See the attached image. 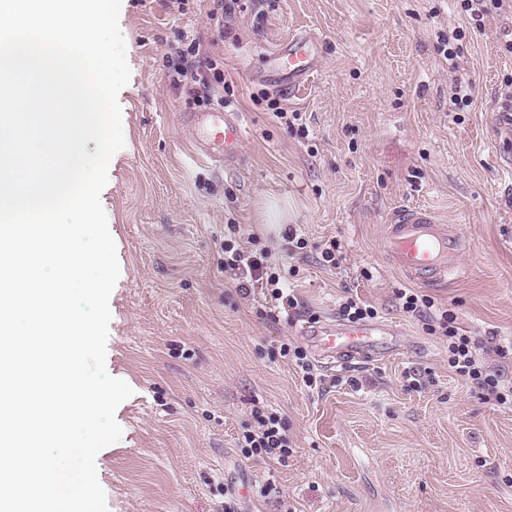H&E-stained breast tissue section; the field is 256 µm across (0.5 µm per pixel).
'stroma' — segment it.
Here are the masks:
<instances>
[{
  "label": "stroma",
  "instance_id": "1",
  "mask_svg": "<svg viewBox=\"0 0 512 512\" xmlns=\"http://www.w3.org/2000/svg\"><path fill=\"white\" fill-rule=\"evenodd\" d=\"M242 2L224 31V75L245 135L216 164L197 158L185 119L207 104L168 80L172 49L213 35L203 7L121 0L124 145L100 202L120 265L106 369L133 394L116 412L120 440L96 458L109 512H512V407L452 372L447 344L398 300L416 289L476 344H512V126L499 119L512 10L473 30L455 0ZM454 26L466 36L450 64L437 33ZM300 31L318 38L320 59L289 91L265 55ZM458 78L474 96L464 109L448 100ZM273 99L299 120L274 117ZM407 207L462 236L448 282L413 285L386 254L385 226ZM291 229L308 242L292 256ZM237 233L296 269L299 317L239 294L224 270ZM330 239L335 269L320 264ZM350 296L403 328L401 343L345 365L315 361L326 384L309 390L280 346L304 345L308 322L340 320ZM258 410L286 423L285 461L242 457Z\"/></svg>",
  "mask_w": 512,
  "mask_h": 512
}]
</instances>
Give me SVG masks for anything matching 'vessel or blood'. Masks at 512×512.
<instances>
[{
    "label": "vessel or blood",
    "mask_w": 512,
    "mask_h": 512,
    "mask_svg": "<svg viewBox=\"0 0 512 512\" xmlns=\"http://www.w3.org/2000/svg\"><path fill=\"white\" fill-rule=\"evenodd\" d=\"M319 42L307 32L288 37L268 62L295 89L304 84L316 69ZM201 130L198 155L221 162L234 156L244 138L239 117L217 107L193 117ZM384 248L396 267L412 281L433 284L446 282L458 268L464 243L451 226L440 223L435 213L424 207L400 210L387 224ZM320 359L331 363L373 356L398 330L390 323L330 322L305 326L301 331Z\"/></svg>",
    "instance_id": "vessel-or-blood-1"
}]
</instances>
